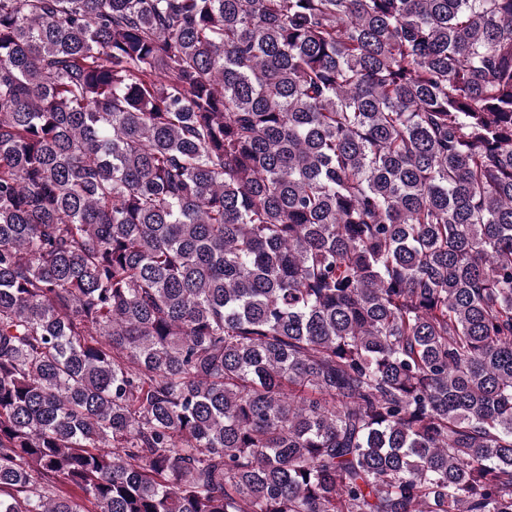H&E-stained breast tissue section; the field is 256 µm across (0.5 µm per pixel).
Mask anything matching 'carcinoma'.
Returning a JSON list of instances; mask_svg holds the SVG:
<instances>
[{
  "label": "carcinoma",
  "mask_w": 512,
  "mask_h": 512,
  "mask_svg": "<svg viewBox=\"0 0 512 512\" xmlns=\"http://www.w3.org/2000/svg\"><path fill=\"white\" fill-rule=\"evenodd\" d=\"M0 512H512V0H0Z\"/></svg>",
  "instance_id": "carcinoma-1"
}]
</instances>
